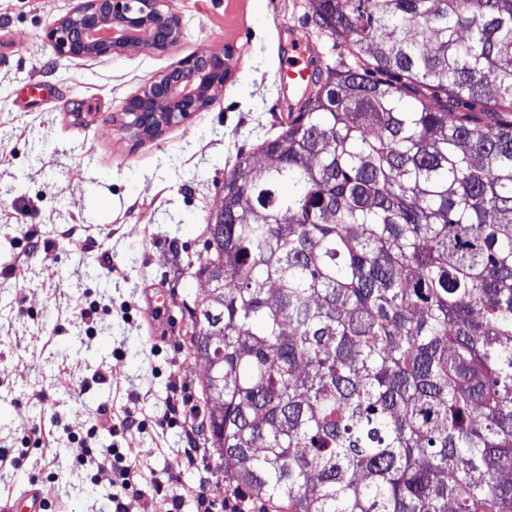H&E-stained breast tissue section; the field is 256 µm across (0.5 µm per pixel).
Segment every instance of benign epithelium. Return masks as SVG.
<instances>
[{"label":"benign epithelium","mask_w":512,"mask_h":512,"mask_svg":"<svg viewBox=\"0 0 512 512\" xmlns=\"http://www.w3.org/2000/svg\"><path fill=\"white\" fill-rule=\"evenodd\" d=\"M165 0H76L75 6L45 31L55 52L71 58H104L121 52L163 54L183 34L179 17ZM228 57L202 52L179 61L129 98L122 130L141 142L188 118L214 101L224 89Z\"/></svg>","instance_id":"benign-epithelium-1"}]
</instances>
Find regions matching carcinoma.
<instances>
[{"label": "carcinoma", "mask_w": 512, "mask_h": 512, "mask_svg": "<svg viewBox=\"0 0 512 512\" xmlns=\"http://www.w3.org/2000/svg\"><path fill=\"white\" fill-rule=\"evenodd\" d=\"M311 5L398 83L327 69L224 179L204 441L275 512H512V0Z\"/></svg>", "instance_id": "cac0c4a2"}]
</instances>
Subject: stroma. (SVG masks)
<instances>
[{"label": "stroma", "instance_id": "1", "mask_svg": "<svg viewBox=\"0 0 512 512\" xmlns=\"http://www.w3.org/2000/svg\"><path fill=\"white\" fill-rule=\"evenodd\" d=\"M73 5L0 0V448L36 430L57 437L0 470V512L32 482L58 512H105L109 487L71 470L80 447L68 438L103 403L147 423L99 435L148 477L127 512H151L155 483L195 512L189 488L224 471L209 452L188 468L186 424L161 422L172 394L199 398L203 376L180 310L203 286L184 268L207 257L206 227L239 155L284 130L311 91L281 82L291 46H308L318 71L356 56L314 24L311 0H168L184 28L169 52L67 58L43 33ZM222 48L223 94L133 144L118 123L127 99L179 60ZM91 301L110 308L92 339L79 315ZM98 370L105 383H92Z\"/></svg>", "mask_w": 512, "mask_h": 512}]
</instances>
